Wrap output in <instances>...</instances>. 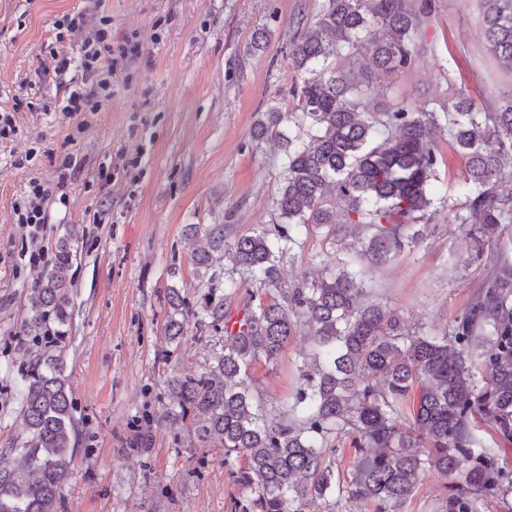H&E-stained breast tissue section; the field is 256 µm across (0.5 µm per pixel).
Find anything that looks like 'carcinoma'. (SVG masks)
<instances>
[{
  "instance_id": "1",
  "label": "carcinoma",
  "mask_w": 512,
  "mask_h": 512,
  "mask_svg": "<svg viewBox=\"0 0 512 512\" xmlns=\"http://www.w3.org/2000/svg\"><path fill=\"white\" fill-rule=\"evenodd\" d=\"M429 17L423 0H323L315 25L300 26L290 47L305 74L293 89L292 112L272 110L257 124L267 136L283 122L296 129L285 144V177L277 221L224 244V227L200 230L207 246L193 252L208 267L223 257L232 271L259 284L255 308L229 318L237 282L205 298L213 326L224 325V347L199 375L173 381L171 414L191 417L197 434L224 449V467L245 494L232 512H308L370 502L374 512H404L421 473L451 479L442 512H482L512 493V471L473 426L480 419L512 442V267L493 263L481 288L442 336L409 332L378 303L365 300V270L350 258L295 288L282 285L280 262L313 224L332 239L365 234L372 265L423 236L432 223L437 186V137L466 156V202L455 221L469 224L476 250L512 224V195L498 191L512 163V93L491 111L460 93L446 112H412L396 103L370 112L366 100L379 76L409 68L422 47L416 37ZM482 25L500 65L512 70V0H482ZM69 227L50 268L30 288L25 332L64 338L69 276L76 260ZM169 339L183 335L189 304L172 288ZM305 329L315 349L288 409L264 407L249 379L259 360L280 357ZM21 412L28 436L7 448L0 467V512H57L75 450L77 422L61 356H41L21 369ZM351 437L357 466L342 481L326 455L329 437Z\"/></svg>"
}]
</instances>
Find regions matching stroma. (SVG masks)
Wrapping results in <instances>:
<instances>
[{
	"instance_id": "obj_1",
	"label": "stroma",
	"mask_w": 512,
	"mask_h": 512,
	"mask_svg": "<svg viewBox=\"0 0 512 512\" xmlns=\"http://www.w3.org/2000/svg\"><path fill=\"white\" fill-rule=\"evenodd\" d=\"M322 0H0V110L16 133L0 140V467L22 441L20 369L44 353L24 331L28 290L47 269L69 225L83 228L70 274V320L61 357L80 435L58 512H229L239 494L220 447L203 441L191 420L167 415L171 382L208 368L224 331L190 318L168 341V294L200 308L223 289L231 263L192 260L188 225H223L225 243L273 226L283 180L277 137L256 138L264 112L292 110L302 74L289 47L298 23L315 22ZM420 36L424 51L408 70L382 77L387 96L372 110L401 102L444 111L457 93L487 110L512 92V71L492 57L481 26V0H431ZM86 11L111 21L112 42L135 44L112 68V95L96 112L66 114L63 84L44 77L56 42L53 23ZM267 34L250 50L255 31ZM33 100L36 110L15 109ZM437 186L447 199L423 239L369 271L370 299L408 325L450 328L484 282L489 256L512 264V224L477 254L448 211L464 202L465 159L441 143ZM77 162L65 201L51 200L37 239L15 212L29 182L55 183L64 158ZM304 245L281 263L287 286L301 285L316 263L335 265L337 245L309 227ZM39 253L31 268L30 253ZM312 347L293 337L280 358L258 363L253 385L264 402L290 400Z\"/></svg>"
}]
</instances>
